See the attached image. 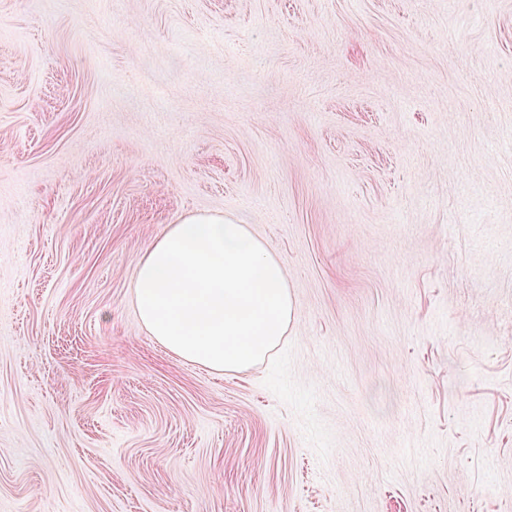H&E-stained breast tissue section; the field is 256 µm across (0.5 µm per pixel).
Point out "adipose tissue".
Segmentation results:
<instances>
[{"instance_id":"obj_1","label":"adipose tissue","mask_w":512,"mask_h":512,"mask_svg":"<svg viewBox=\"0 0 512 512\" xmlns=\"http://www.w3.org/2000/svg\"><path fill=\"white\" fill-rule=\"evenodd\" d=\"M133 288L151 336L225 373L263 361L294 317L283 263L248 224L221 214L170 225L139 258Z\"/></svg>"}]
</instances>
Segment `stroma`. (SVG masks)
Wrapping results in <instances>:
<instances>
[{"instance_id":"1","label":"stroma","mask_w":512,"mask_h":512,"mask_svg":"<svg viewBox=\"0 0 512 512\" xmlns=\"http://www.w3.org/2000/svg\"><path fill=\"white\" fill-rule=\"evenodd\" d=\"M198 212L236 374L135 306ZM0 512H512V0H0ZM133 288L151 336L225 373L263 361L294 317L283 263L249 224L222 214L171 224L139 258Z\"/></svg>"}]
</instances>
